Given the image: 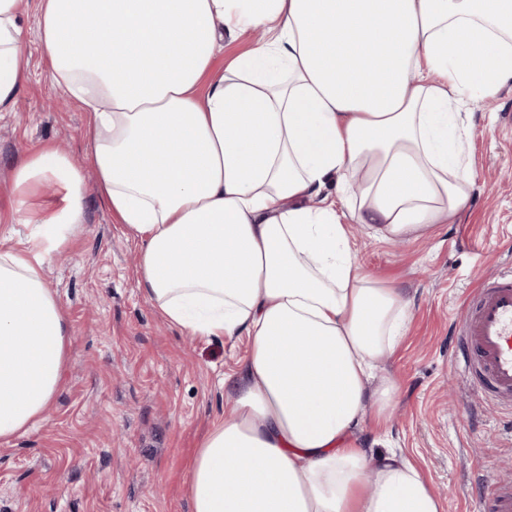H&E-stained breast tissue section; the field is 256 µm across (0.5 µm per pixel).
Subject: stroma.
I'll use <instances>...</instances> for the list:
<instances>
[{"mask_svg": "<svg viewBox=\"0 0 512 512\" xmlns=\"http://www.w3.org/2000/svg\"><path fill=\"white\" fill-rule=\"evenodd\" d=\"M22 26L27 80L0 112V225L26 150L69 153L87 191L80 232L46 267L72 327L63 385L45 420L0 443V512H189L185 482L202 437L233 408L224 375L247 339L186 336L141 291L138 248L85 153L87 114L54 86L34 8ZM461 112L474 173L467 210L401 247L354 229L359 261L410 301L408 331L384 366L399 384L395 412L382 426L366 421L356 441L411 460L444 512H484L490 488L512 485V412L471 391L455 361L467 292L512 268V83Z\"/></svg>", "mask_w": 512, "mask_h": 512, "instance_id": "35a3bbf8", "label": "stroma"}]
</instances>
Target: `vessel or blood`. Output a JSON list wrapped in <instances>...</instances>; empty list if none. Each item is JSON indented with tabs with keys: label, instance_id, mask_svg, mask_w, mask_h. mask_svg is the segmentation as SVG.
<instances>
[{
	"label": "vessel or blood",
	"instance_id": "obj_1",
	"mask_svg": "<svg viewBox=\"0 0 512 512\" xmlns=\"http://www.w3.org/2000/svg\"><path fill=\"white\" fill-rule=\"evenodd\" d=\"M459 336L470 387L512 409V269L470 294ZM485 505L512 512V488H493Z\"/></svg>",
	"mask_w": 512,
	"mask_h": 512
}]
</instances>
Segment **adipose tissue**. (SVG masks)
<instances>
[{"mask_svg": "<svg viewBox=\"0 0 512 512\" xmlns=\"http://www.w3.org/2000/svg\"><path fill=\"white\" fill-rule=\"evenodd\" d=\"M23 0H0V112L26 79ZM52 80L88 114L104 204L138 245L137 281L192 336L246 337L236 410L187 480L190 512H443L408 460L359 447L388 418L376 368L407 331L402 289L357 260L455 222L473 177L465 100L512 82V0H36ZM266 41L226 70L225 34ZM52 183L60 201L37 213ZM335 189L329 201L327 189ZM0 250V441L59 392L70 326L45 278L84 219L85 177L54 149L12 171Z\"/></svg>", "mask_w": 512, "mask_h": 512, "instance_id": "obj_1", "label": "adipose tissue"}]
</instances>
